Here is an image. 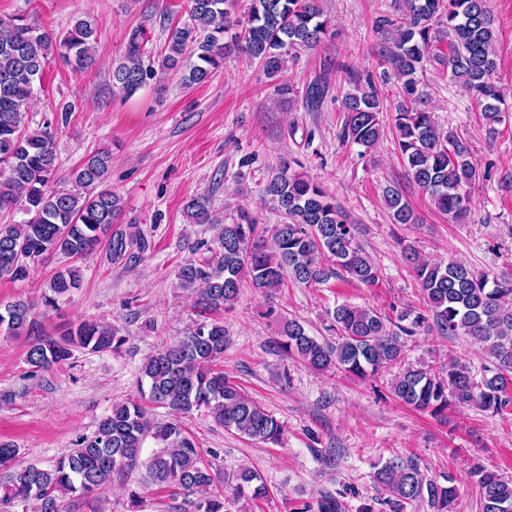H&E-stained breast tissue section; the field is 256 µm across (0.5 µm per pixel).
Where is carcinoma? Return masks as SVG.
Instances as JSON below:
<instances>
[{
  "label": "carcinoma",
  "mask_w": 512,
  "mask_h": 512,
  "mask_svg": "<svg viewBox=\"0 0 512 512\" xmlns=\"http://www.w3.org/2000/svg\"><path fill=\"white\" fill-rule=\"evenodd\" d=\"M240 0H191L188 19L167 28L164 49L150 55L143 28L129 34L122 59L112 66V87L131 96L158 74L180 76L190 87L207 82L232 52L258 62L276 82L281 96L293 88L283 79L286 58L321 46L330 21L320 0H249L247 14L237 13ZM399 14L375 21L378 31L391 35L382 61L399 83L394 115L396 147L409 179L428 195L431 206L455 224L470 220L469 187L480 178L469 143L442 130L418 88L415 74L426 60L447 68L481 107L488 132L506 121L508 106L494 81L497 39L486 0H396ZM97 25L78 18L59 37L25 15L0 16V213L21 212L25 219L0 224V278L24 280L32 266L48 255L81 257L96 247L111 260L123 258L138 243L137 236L114 227L120 200L104 187L112 163L108 149L90 155L66 179L68 188H55L58 158L56 118L45 117L30 128L29 106L37 96L46 64L60 56L75 73L95 64ZM327 85L307 86L308 108L321 107ZM340 111L345 119L340 137L372 151L381 135L380 100L371 79L354 80ZM264 194L283 221L270 229L257 224L246 207L227 223L213 213L209 198L195 196L185 206L190 222L211 224L217 235L201 243L210 256L190 258L177 279L196 294L202 312L234 308L242 280L267 295L285 278L308 286L330 280L375 286L379 269L359 240L358 225L322 185L306 175L282 168ZM382 197L392 222L416 224L418 216L397 184L384 187ZM426 301V310L412 307L387 314L349 303L337 305L331 318L339 336L318 341L304 326L290 320L273 341L277 352L297 359L318 372L342 370L364 379L400 366L390 382L392 394L407 405L444 415L451 407L475 404L493 414L512 405V277H489L454 261H428L412 244L401 246ZM79 270L59 269L41 303L16 300L0 308V335L30 337L25 361L35 371L48 370L72 358L78 350L117 352L125 338L112 326L82 320L58 336L38 327V306L57 308L79 287ZM433 333L444 339L466 337L479 343L494 360L496 372L476 379L470 366L458 359L437 369L401 364L405 338ZM228 339L224 323L202 321L186 328L145 359L141 378L148 401L168 410L157 421L146 406L130 401L112 406L91 436L60 457L53 468L16 463L17 448L0 442V501H20L34 512H73L71 498L100 512L98 502L112 476L123 475L137 462L147 437L162 444L146 465L150 481L173 489L174 495L197 496L195 512H228L224 493L212 491L217 474L203 461L183 416L205 409L224 429L264 444L280 441L281 423L214 369L224 357ZM482 512H512V478L478 468L474 471ZM378 486L393 512L413 504L430 512H453L458 488L450 477L440 483L426 477L418 461L396 455L375 472ZM234 499L255 501L267 494L261 475L242 468L232 475Z\"/></svg>",
  "instance_id": "1"
}]
</instances>
